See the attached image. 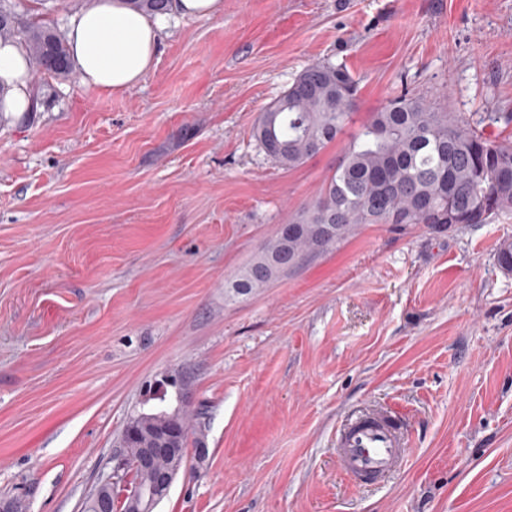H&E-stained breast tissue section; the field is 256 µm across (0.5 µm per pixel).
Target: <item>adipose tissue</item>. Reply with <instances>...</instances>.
<instances>
[{
  "label": "adipose tissue",
  "instance_id": "1",
  "mask_svg": "<svg viewBox=\"0 0 512 512\" xmlns=\"http://www.w3.org/2000/svg\"><path fill=\"white\" fill-rule=\"evenodd\" d=\"M223 11L224 0H173L165 18L133 10L126 0H84L66 26L71 64L87 87L133 88L154 67L167 18H211ZM34 79L23 47L1 41V114L17 122L30 111Z\"/></svg>",
  "mask_w": 512,
  "mask_h": 512
}]
</instances>
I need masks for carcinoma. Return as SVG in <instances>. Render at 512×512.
Returning <instances> with one entry per match:
<instances>
[{"label": "carcinoma", "mask_w": 512, "mask_h": 512, "mask_svg": "<svg viewBox=\"0 0 512 512\" xmlns=\"http://www.w3.org/2000/svg\"><path fill=\"white\" fill-rule=\"evenodd\" d=\"M138 11L165 15L171 0H128ZM0 40L16 41L30 64L56 74L70 71L61 37L32 22H19L0 0ZM358 82L342 65L314 63L261 112L253 136L266 156L292 170L336 141L352 121ZM512 212V142L484 138L457 112L433 110L408 92L369 113L336 170L314 203L290 219L296 233L268 244L238 274L239 294L264 288L282 273L351 237L361 224H426L443 231L460 224H485ZM142 415L128 439L126 455L135 460L154 433L174 425L187 448L186 412ZM130 482L144 490L140 512L166 497L153 473L130 469Z\"/></svg>", "instance_id": "1"}]
</instances>
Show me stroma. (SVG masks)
<instances>
[{"mask_svg":"<svg viewBox=\"0 0 512 512\" xmlns=\"http://www.w3.org/2000/svg\"><path fill=\"white\" fill-rule=\"evenodd\" d=\"M83 0H12L57 33ZM346 65L355 122L402 91L512 139V0H224L169 20L136 87L38 71L0 122V497L82 512L128 420L187 412L206 451L155 512H512V213L364 224L252 294L233 282L346 139L282 168L252 136L303 69ZM397 413L406 468L357 485L336 431Z\"/></svg>","mask_w":512,"mask_h":512,"instance_id":"35a3bbf8","label":"stroma"}]
</instances>
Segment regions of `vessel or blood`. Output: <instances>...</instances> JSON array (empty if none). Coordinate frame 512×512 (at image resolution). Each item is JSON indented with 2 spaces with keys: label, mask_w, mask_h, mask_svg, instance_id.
I'll use <instances>...</instances> for the list:
<instances>
[{
  "label": "vessel or blood",
  "mask_w": 512,
  "mask_h": 512,
  "mask_svg": "<svg viewBox=\"0 0 512 512\" xmlns=\"http://www.w3.org/2000/svg\"><path fill=\"white\" fill-rule=\"evenodd\" d=\"M410 453V434L389 411L352 419L336 436V461L357 484H371L400 471Z\"/></svg>",
  "instance_id": "vessel-or-blood-1"
}]
</instances>
